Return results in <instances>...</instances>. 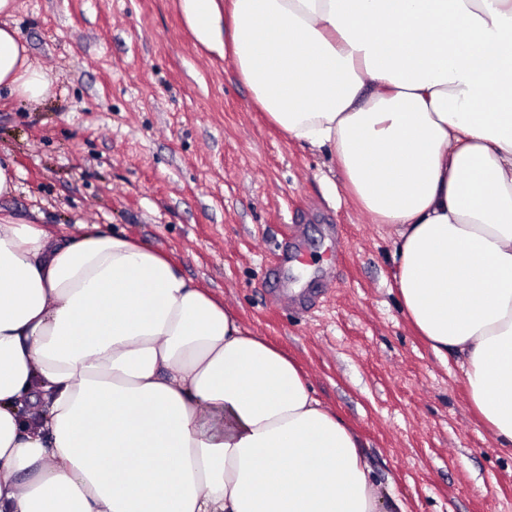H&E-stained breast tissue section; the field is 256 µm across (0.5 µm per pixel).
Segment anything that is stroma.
Instances as JSON below:
<instances>
[{"label": "stroma", "instance_id": "stroma-1", "mask_svg": "<svg viewBox=\"0 0 512 512\" xmlns=\"http://www.w3.org/2000/svg\"><path fill=\"white\" fill-rule=\"evenodd\" d=\"M18 2L11 22L55 81L37 103L0 95V155L18 170L0 210L170 256L300 363L403 512H512V451L417 336L389 227L335 200L330 155L268 123L178 0Z\"/></svg>", "mask_w": 512, "mask_h": 512}]
</instances>
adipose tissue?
<instances>
[{
  "label": "adipose tissue",
  "instance_id": "obj_1",
  "mask_svg": "<svg viewBox=\"0 0 512 512\" xmlns=\"http://www.w3.org/2000/svg\"><path fill=\"white\" fill-rule=\"evenodd\" d=\"M0 0V90L52 87ZM389 225L402 308L512 448V0H178ZM300 366L164 254L0 215V512H383Z\"/></svg>",
  "mask_w": 512,
  "mask_h": 512
}]
</instances>
